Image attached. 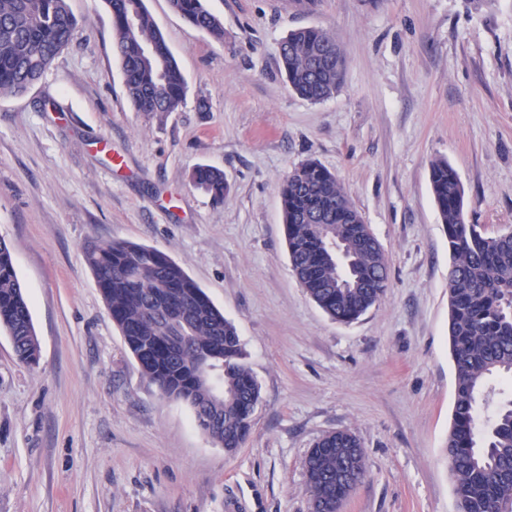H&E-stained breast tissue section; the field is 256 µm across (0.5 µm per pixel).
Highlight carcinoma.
Masks as SVG:
<instances>
[{"instance_id": "obj_1", "label": "carcinoma", "mask_w": 512, "mask_h": 512, "mask_svg": "<svg viewBox=\"0 0 512 512\" xmlns=\"http://www.w3.org/2000/svg\"><path fill=\"white\" fill-rule=\"evenodd\" d=\"M112 18V48L125 89L139 112L175 111L187 82L144 0H102ZM174 12L217 41L224 24L206 0H169ZM77 21L68 0H0V96H21L36 84L70 44ZM154 53L147 56L142 47ZM289 89L321 102L343 82L346 56L336 38L318 27L288 33L280 44ZM194 185L217 202L228 185L224 172L199 165ZM430 185L448 235L449 337L455 369L453 425L445 448L454 478L458 512H501L512 504V398L499 402L481 436L475 434L480 400L497 375L512 374V236H489L469 224L464 187L446 160L430 167ZM282 218L292 268L309 297L328 315L348 322L375 305L388 280L385 254L365 247V223L336 175L315 162L296 168L285 181ZM339 243L352 260L343 271L325 247ZM112 322L143 376L167 398L186 403L198 427L232 453L247 441L260 389L246 364L235 325L224 317L181 265L166 253L130 241L84 247ZM183 306L191 322L176 330L164 310ZM0 332L12 340L18 359L37 362L40 345L12 252L0 240ZM365 461L359 438L329 432L310 448L305 473L314 512H336L352 486L336 479L341 453Z\"/></svg>"}]
</instances>
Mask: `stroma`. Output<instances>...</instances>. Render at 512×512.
<instances>
[{"label":"stroma","instance_id":"35a3bbf8","mask_svg":"<svg viewBox=\"0 0 512 512\" xmlns=\"http://www.w3.org/2000/svg\"><path fill=\"white\" fill-rule=\"evenodd\" d=\"M145 3L187 81L177 110H136L102 0H69L68 48L0 96V239L40 343L26 366L0 332V512H310L304 460L336 430L366 455L342 512H457L451 259L429 174L448 160L469 222L512 231V0H209L220 41ZM309 26L347 55L317 103L279 59ZM310 160L387 255L383 298L351 322L291 267L280 191ZM200 164L223 171V202L193 185ZM109 240L167 253L236 326L260 401L234 453L142 375L83 259Z\"/></svg>","mask_w":512,"mask_h":512}]
</instances>
